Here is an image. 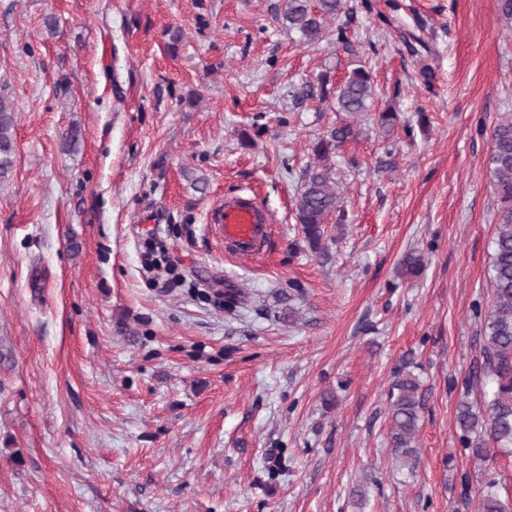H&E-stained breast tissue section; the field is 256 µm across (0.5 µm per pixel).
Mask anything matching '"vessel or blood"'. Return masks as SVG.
I'll return each mask as SVG.
<instances>
[{
  "instance_id": "obj_1",
  "label": "vessel or blood",
  "mask_w": 512,
  "mask_h": 512,
  "mask_svg": "<svg viewBox=\"0 0 512 512\" xmlns=\"http://www.w3.org/2000/svg\"><path fill=\"white\" fill-rule=\"evenodd\" d=\"M208 223L218 229L225 247L242 255H251L264 244L270 217L255 197L235 195L225 197L223 203L210 213Z\"/></svg>"
}]
</instances>
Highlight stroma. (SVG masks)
<instances>
[{
	"label": "stroma",
	"mask_w": 512,
	"mask_h": 512,
	"mask_svg": "<svg viewBox=\"0 0 512 512\" xmlns=\"http://www.w3.org/2000/svg\"><path fill=\"white\" fill-rule=\"evenodd\" d=\"M284 3L0 0V512H355L361 481L364 512H477L488 478L512 502V453L476 461L456 424L486 388L512 28L497 0H350L348 53L284 31ZM361 64L399 125L363 122L332 157L346 218L318 255L294 198L311 142L350 116L306 92ZM237 194L274 218L249 257L206 229ZM411 252L423 273L398 276ZM407 360L426 391L412 473L388 448ZM15 111L0 100V177L5 178L13 164Z\"/></svg>",
	"instance_id": "1"
}]
</instances>
